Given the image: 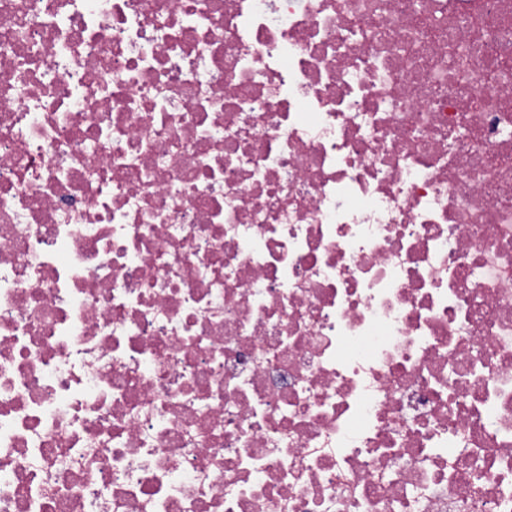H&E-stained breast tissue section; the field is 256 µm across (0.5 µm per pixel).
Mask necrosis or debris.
Wrapping results in <instances>:
<instances>
[{
  "instance_id": "1",
  "label": "necrosis or debris",
  "mask_w": 512,
  "mask_h": 512,
  "mask_svg": "<svg viewBox=\"0 0 512 512\" xmlns=\"http://www.w3.org/2000/svg\"><path fill=\"white\" fill-rule=\"evenodd\" d=\"M0 512H512V0H0Z\"/></svg>"
}]
</instances>
